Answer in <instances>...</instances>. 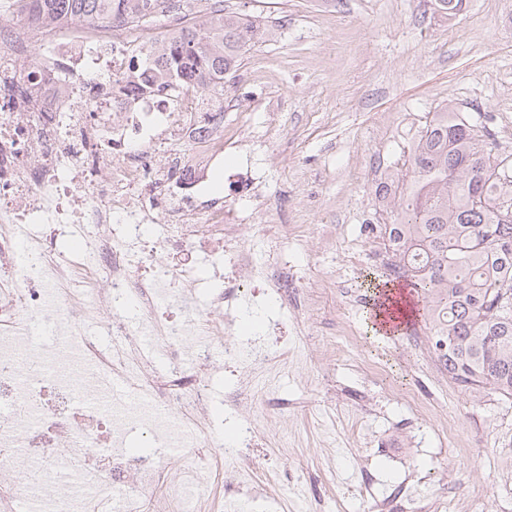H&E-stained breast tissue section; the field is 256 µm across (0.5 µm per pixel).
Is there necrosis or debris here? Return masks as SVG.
<instances>
[{
  "label": "necrosis or debris",
  "mask_w": 512,
  "mask_h": 512,
  "mask_svg": "<svg viewBox=\"0 0 512 512\" xmlns=\"http://www.w3.org/2000/svg\"><path fill=\"white\" fill-rule=\"evenodd\" d=\"M143 46L120 19L94 31L0 21V512H229L270 491L251 479L264 462L248 413L270 404L282 419L288 402L271 352L231 328L307 285L278 261L287 232L197 208L203 170L242 139L203 112L197 83L128 87ZM20 79L23 103L3 91ZM174 136L192 158L155 166ZM76 224L79 247L63 253ZM251 234L268 259L243 251ZM202 251L229 261L195 308ZM240 365L247 385L226 400L239 422L215 450L209 380ZM133 422L163 433L172 465L127 450Z\"/></svg>",
  "instance_id": "4bbe7bcc"
}]
</instances>
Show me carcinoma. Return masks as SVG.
<instances>
[{
	"instance_id": "1",
	"label": "carcinoma",
	"mask_w": 512,
	"mask_h": 512,
	"mask_svg": "<svg viewBox=\"0 0 512 512\" xmlns=\"http://www.w3.org/2000/svg\"><path fill=\"white\" fill-rule=\"evenodd\" d=\"M18 10L49 21L99 26L118 16L140 27L191 0H14ZM266 25L212 0L199 25L168 31L145 48L140 70L152 84L182 80L207 86L237 70ZM393 199L394 220L383 225L393 262L384 276L424 299L435 353L448 377L472 391L490 388L512 398V157L464 112L448 105L419 131L406 173L377 185Z\"/></svg>"
}]
</instances>
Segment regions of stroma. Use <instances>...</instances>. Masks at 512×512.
Returning a JSON list of instances; mask_svg holds the SVG:
<instances>
[{
    "label": "stroma",
    "instance_id": "obj_1",
    "mask_svg": "<svg viewBox=\"0 0 512 512\" xmlns=\"http://www.w3.org/2000/svg\"><path fill=\"white\" fill-rule=\"evenodd\" d=\"M271 26L211 93L226 133L242 113L276 118L274 149L226 152L204 176L211 204L247 210L255 224L304 228L288 249L309 283L298 319L308 357L275 379L294 404L295 443L279 460L280 492L245 499L244 512H371L418 486L455 512H512V399L435 383L423 328L385 336L370 308L385 284L381 234L391 223L375 195L404 174L429 113L444 106L485 125L512 154V0H464L448 17L436 0H224ZM255 168L259 199L233 174ZM347 327L353 343L333 358L323 341ZM423 409L409 407L406 391ZM362 419L359 432L344 422Z\"/></svg>",
    "mask_w": 512,
    "mask_h": 512
}]
</instances>
